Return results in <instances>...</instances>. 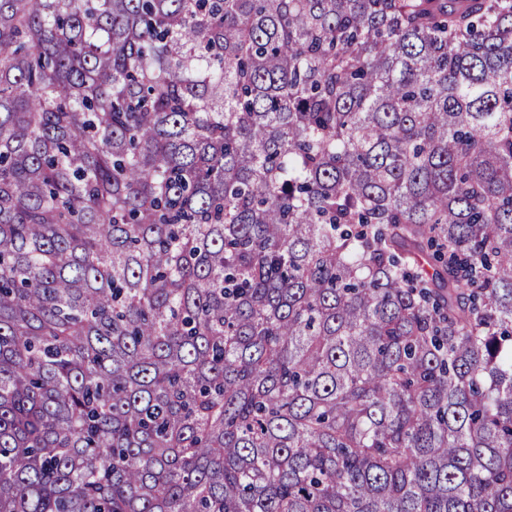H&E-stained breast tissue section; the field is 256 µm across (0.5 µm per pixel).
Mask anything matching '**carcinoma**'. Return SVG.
Here are the masks:
<instances>
[{"mask_svg": "<svg viewBox=\"0 0 512 512\" xmlns=\"http://www.w3.org/2000/svg\"><path fill=\"white\" fill-rule=\"evenodd\" d=\"M0 512H512V0H0Z\"/></svg>", "mask_w": 512, "mask_h": 512, "instance_id": "carcinoma-1", "label": "carcinoma"}]
</instances>
